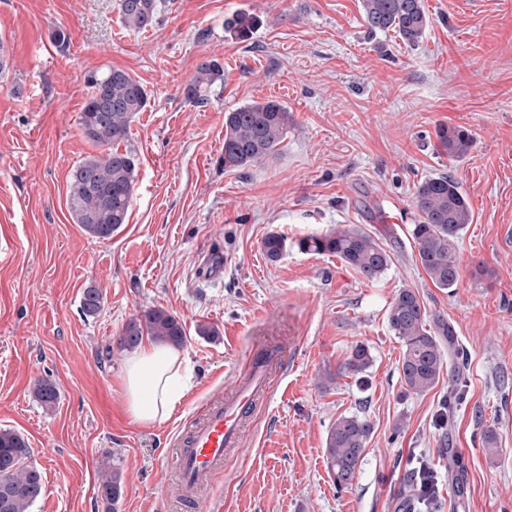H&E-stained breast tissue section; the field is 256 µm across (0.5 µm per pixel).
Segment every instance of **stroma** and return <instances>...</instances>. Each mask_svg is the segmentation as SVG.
I'll return each mask as SVG.
<instances>
[{
  "instance_id": "obj_1",
  "label": "stroma",
  "mask_w": 512,
  "mask_h": 512,
  "mask_svg": "<svg viewBox=\"0 0 512 512\" xmlns=\"http://www.w3.org/2000/svg\"><path fill=\"white\" fill-rule=\"evenodd\" d=\"M424 6L430 26L410 46L369 32L360 0H160L140 31L118 0H0V429L22 435L44 473L29 512H181L165 493L174 435L280 336L293 347L214 489L222 512H416L404 495L413 456L436 472L442 512H512V0ZM240 11L259 19L245 42L224 28ZM209 60L224 76L197 107L186 87ZM111 68L139 80L148 104L124 143L138 157L128 221L101 240L74 223L66 195L96 152L79 126L86 78ZM268 100L292 114L278 153L225 169V112ZM441 125L469 130L466 158L441 153ZM440 174L472 211L450 289L416 262L411 235L415 188ZM355 226L391 256L376 280L295 245ZM272 232L289 242L275 261L263 249ZM90 286L102 305L87 317ZM402 288L448 319L463 350L468 387L445 424L447 378L420 395L401 385L387 311ZM159 307L185 326L186 388L167 419L139 425L119 339ZM359 344L372 356L362 385L341 368ZM43 379L58 390L50 408L34 395ZM349 414L372 433L341 492L323 448ZM108 454L123 473L112 504L99 492Z\"/></svg>"
}]
</instances>
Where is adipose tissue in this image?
<instances>
[{"mask_svg":"<svg viewBox=\"0 0 512 512\" xmlns=\"http://www.w3.org/2000/svg\"><path fill=\"white\" fill-rule=\"evenodd\" d=\"M183 364L180 351L157 344L128 359L122 382L133 423L152 424L169 416L182 396Z\"/></svg>","mask_w":512,"mask_h":512,"instance_id":"adipose-tissue-1","label":"adipose tissue"}]
</instances>
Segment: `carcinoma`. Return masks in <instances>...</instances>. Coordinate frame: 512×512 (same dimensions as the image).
<instances>
[{
  "label": "carcinoma",
  "mask_w": 512,
  "mask_h": 512,
  "mask_svg": "<svg viewBox=\"0 0 512 512\" xmlns=\"http://www.w3.org/2000/svg\"><path fill=\"white\" fill-rule=\"evenodd\" d=\"M124 24L141 30L155 22L157 0H118ZM362 16L374 33H394L408 45L419 44L425 36L430 18L422 0H361ZM258 25L251 13L239 12L225 25L227 32L241 42L248 41ZM221 77L220 65L212 60L201 63L186 96L196 105L207 103L208 88ZM92 92L80 115L83 137L99 148V153L85 157L76 165L68 182V206L74 223L98 239H110L127 223L133 196L138 159L131 150H119L126 140L129 124L148 103L144 86L128 72L110 69L90 77ZM291 121L288 108L274 100L240 106L224 115V168H244L278 152ZM439 149L451 161L465 158L473 146L467 129L440 126L436 129ZM414 203L420 222L413 225L412 238L417 245L416 260L438 288L455 287L459 277L456 243L461 231L472 220V212L458 183L438 175L422 180L415 187ZM299 250L334 254L368 280L379 278L390 265L389 254L379 242L360 227L307 236L297 242ZM267 257L279 259L287 249L286 239L278 233L267 235L263 242ZM101 293L95 287L84 289L82 313L93 316L101 308ZM390 329L403 346L399 362L400 378L405 389L416 394L433 389L439 382L446 357L453 356L454 335L448 320L430 317L412 288H402L393 299L387 314ZM179 347L185 340L181 319L162 308L148 309L130 320L123 329L120 344L136 348L144 335ZM448 352H443V343ZM371 364L367 347L355 346L343 364L357 376ZM466 381L448 370V402L462 400ZM36 395L47 407L55 404L58 391L48 380L36 386ZM372 433L369 420L357 414L342 415L328 431L324 457L336 489L345 491L361 468L366 444ZM30 456L25 439L12 430H0V512H28L42 496L43 478L34 465L22 461ZM102 499L114 503L122 493L120 468L114 466L99 486Z\"/></svg>",
  "instance_id": "carcinoma-1"
}]
</instances>
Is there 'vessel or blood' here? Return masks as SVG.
<instances>
[{
	"instance_id": "1",
	"label": "vessel or blood",
	"mask_w": 512,
	"mask_h": 512,
	"mask_svg": "<svg viewBox=\"0 0 512 512\" xmlns=\"http://www.w3.org/2000/svg\"><path fill=\"white\" fill-rule=\"evenodd\" d=\"M270 370L264 358H253L248 372L212 392L198 417L177 434V476L168 492L186 512H198L204 493L226 476L230 453L240 448L254 408L268 397Z\"/></svg>"
}]
</instances>
